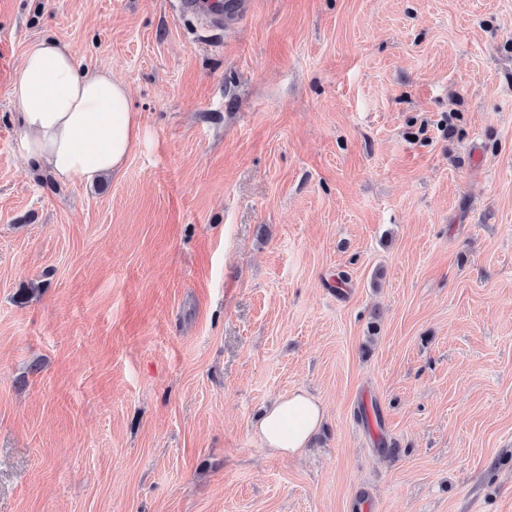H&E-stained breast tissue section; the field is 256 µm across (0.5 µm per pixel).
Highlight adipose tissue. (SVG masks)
Masks as SVG:
<instances>
[{
  "mask_svg": "<svg viewBox=\"0 0 512 512\" xmlns=\"http://www.w3.org/2000/svg\"><path fill=\"white\" fill-rule=\"evenodd\" d=\"M10 95L20 109L23 152L59 183L88 184L120 172L140 144L126 85L109 71L81 69L55 37L28 46ZM322 421L319 402L297 390L273 401L254 432L265 448L294 455Z\"/></svg>",
  "mask_w": 512,
  "mask_h": 512,
  "instance_id": "obj_1",
  "label": "adipose tissue"
}]
</instances>
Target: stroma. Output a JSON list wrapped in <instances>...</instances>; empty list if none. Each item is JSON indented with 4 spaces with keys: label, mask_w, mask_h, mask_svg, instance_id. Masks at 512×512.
Instances as JSON below:
<instances>
[{
    "label": "stroma",
    "mask_w": 512,
    "mask_h": 512,
    "mask_svg": "<svg viewBox=\"0 0 512 512\" xmlns=\"http://www.w3.org/2000/svg\"><path fill=\"white\" fill-rule=\"evenodd\" d=\"M51 34L118 175L36 171ZM302 390L308 448L253 432ZM512 512V0H0V512ZM251 3L250 0H211L207 13L220 25H234L249 12ZM10 96L20 109L21 149L61 184L120 172L140 144L126 85L107 70H82L55 37L27 47Z\"/></svg>",
    "instance_id": "obj_1"
}]
</instances>
